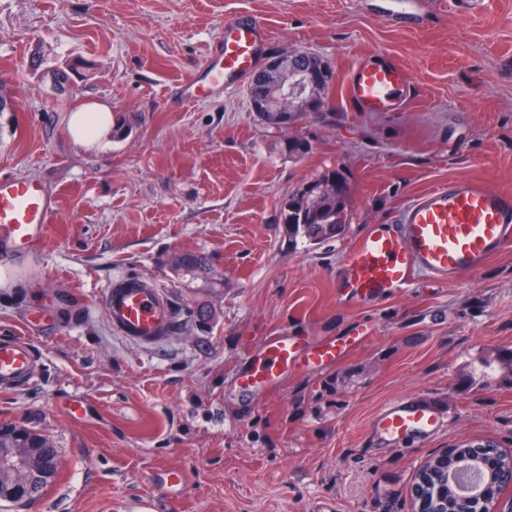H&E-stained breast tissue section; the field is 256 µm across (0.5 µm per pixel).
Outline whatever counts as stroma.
I'll return each instance as SVG.
<instances>
[{
  "instance_id": "35a3bbf8",
  "label": "stroma",
  "mask_w": 512,
  "mask_h": 512,
  "mask_svg": "<svg viewBox=\"0 0 512 512\" xmlns=\"http://www.w3.org/2000/svg\"><path fill=\"white\" fill-rule=\"evenodd\" d=\"M0 0V175L33 180L58 201L42 255L21 284L0 283V340L38 312L32 379L0 388V424L49 435L61 466L37 500L0 512H409L417 469L473 438L512 450V247L482 270L419 276L390 300L336 297L343 261L372 224L396 223L418 195L459 177L512 191V0L474 12L420 0ZM258 20L262 57L306 51L330 63L324 111L294 134L300 161L252 112L245 88L203 103L177 86L224 40L225 18ZM376 52L410 73L392 112H361L349 69ZM68 76L58 92L55 74ZM98 101L123 131L87 149L71 112ZM333 169L350 186L343 235L320 245L288 235L282 204ZM196 253L210 271L173 261ZM164 290L175 324L150 346L112 330L101 297L122 278ZM366 343L335 367L301 371L249 403L233 383L250 347L286 329ZM86 401L70 419L73 396ZM406 395L443 402L439 435L408 448L369 424ZM183 469L169 500L158 474Z\"/></svg>"
}]
</instances>
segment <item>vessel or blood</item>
Instances as JSON below:
<instances>
[{"instance_id": "vessel-or-blood-1", "label": "vessel or blood", "mask_w": 512, "mask_h": 512, "mask_svg": "<svg viewBox=\"0 0 512 512\" xmlns=\"http://www.w3.org/2000/svg\"><path fill=\"white\" fill-rule=\"evenodd\" d=\"M267 36L254 21L224 22V44L210 57L202 76L184 82L179 92L198 102L212 92L247 81L255 72ZM409 84L406 68L396 59L369 55L349 72L348 93L362 112H391ZM55 207L43 186L29 180L0 177V276L11 277L22 261L38 257ZM512 247V193L483 182L457 178L447 186L418 196L398 225L373 224L349 251L337 282L340 295L360 302L388 299L410 288L416 276L449 280L481 270ZM113 328L140 343H153L170 331L173 315L167 297L147 280H122L103 300ZM366 340L364 331L310 340L282 331L261 339L247 353L235 380L239 396L260 401L275 393L298 368H330ZM31 340L17 336L0 341V384L12 386L34 373ZM448 426L436 403L407 395L382 406L372 417V437L403 447L434 437Z\"/></svg>"}]
</instances>
